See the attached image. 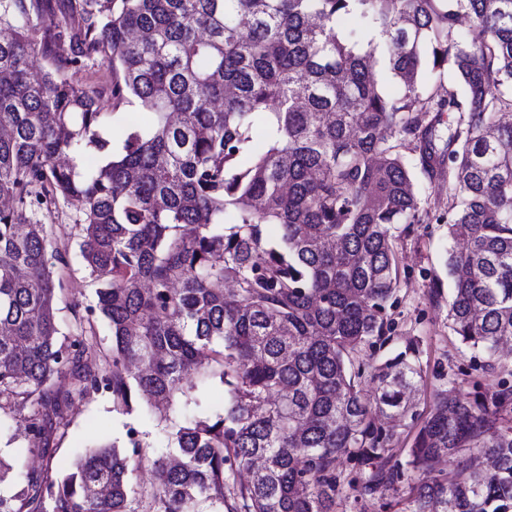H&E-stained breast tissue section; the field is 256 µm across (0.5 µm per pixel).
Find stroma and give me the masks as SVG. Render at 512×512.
<instances>
[{"mask_svg":"<svg viewBox=\"0 0 512 512\" xmlns=\"http://www.w3.org/2000/svg\"><path fill=\"white\" fill-rule=\"evenodd\" d=\"M82 208L73 202H60L43 223L54 225L59 246L66 249V262L59 265L58 273L63 289L56 306L63 334H70L76 326L75 318L84 314L87 306L96 301L98 284L82 267L78 257L79 223ZM448 246L447 228L442 224H419L410 236L398 242L400 291L398 300L390 310L395 331L387 350L369 356V363L385 359L387 351L403 350L405 342L418 341L419 359L424 378L417 396L418 408H425L439 385V374L459 381L464 391H472L474 383H487L488 374L482 369L483 358L465 348L448 328V300L450 288L444 267V254ZM438 277L442 286L431 292V277ZM146 431L150 443V457L166 451L167 438L156 415L144 411L121 414L113 411L111 399L94 394L76 400L65 431L51 434L48 445H39L17 453L15 448L0 450L7 460L22 458L27 469L40 472L52 467L57 473L68 471L84 448L100 440H124L128 426Z\"/></svg>","mask_w":512,"mask_h":512,"instance_id":"obj_1","label":"stroma"}]
</instances>
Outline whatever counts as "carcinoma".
Returning <instances> with one entry per match:
<instances>
[{
    "label": "carcinoma",
    "instance_id": "carcinoma-1",
    "mask_svg": "<svg viewBox=\"0 0 512 512\" xmlns=\"http://www.w3.org/2000/svg\"><path fill=\"white\" fill-rule=\"evenodd\" d=\"M55 2L0 0V431L43 439L91 393L175 423L150 487L133 483L148 444L131 426L63 475L18 467L0 512H336L347 488L356 503L402 489L396 512H512V383L445 381L424 416L414 340L362 359L394 333L397 240L424 223L422 177L448 182L436 222L466 243L444 261L448 328L485 372L505 370L512 0H82L77 18ZM100 54L111 81L72 80ZM125 106L140 116L116 141ZM69 199L99 289L64 338V257L39 213ZM95 316L111 332L103 368ZM394 422L416 427L404 457Z\"/></svg>",
    "mask_w": 512,
    "mask_h": 512
}]
</instances>
